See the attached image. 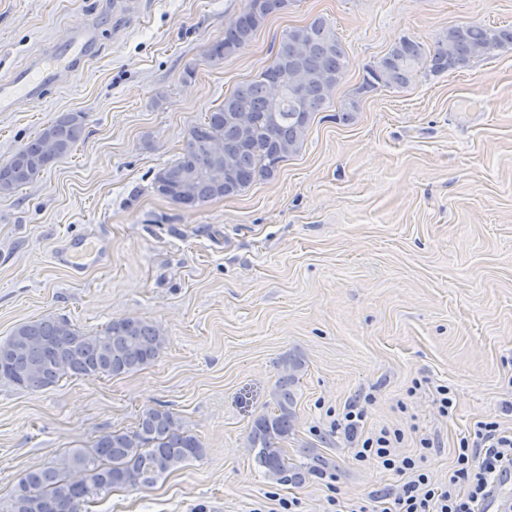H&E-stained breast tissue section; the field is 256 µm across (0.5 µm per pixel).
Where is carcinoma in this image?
Here are the masks:
<instances>
[{"label":"carcinoma","mask_w":512,"mask_h":512,"mask_svg":"<svg viewBox=\"0 0 512 512\" xmlns=\"http://www.w3.org/2000/svg\"><path fill=\"white\" fill-rule=\"evenodd\" d=\"M288 5L289 0H245L236 20L224 29V37L209 45L210 60L220 63L243 50L267 20ZM506 46H512V27L478 21L448 27L429 49L404 37L366 68L355 99L343 109L344 116L350 117L363 98L380 89L408 86L422 69L431 74L456 71ZM345 70L344 48L325 18L318 16L289 29L273 63L224 96L203 122L191 128L185 147L156 175L154 184L166 188L164 198L194 210L273 178L280 165L301 148L315 114L327 110ZM240 112L250 116L248 125L238 123ZM84 132L82 113L56 116L0 163V196L31 183L68 156ZM216 139L224 145L222 183L210 176L217 163L211 150ZM163 344L160 327L144 320H117L87 335L66 320L45 317L19 324L0 342V380L38 392L64 377L125 375L154 362ZM283 366L285 374L272 391L273 410L253 420L248 442L264 477L298 483L303 467L289 465L281 444L293 431L294 387L302 359L290 355ZM201 452L200 440L182 431L172 412L145 408L135 430L103 434L92 450H75L51 466L25 473L6 512H80L81 506L114 489L152 485Z\"/></svg>","instance_id":"carcinoma-1"}]
</instances>
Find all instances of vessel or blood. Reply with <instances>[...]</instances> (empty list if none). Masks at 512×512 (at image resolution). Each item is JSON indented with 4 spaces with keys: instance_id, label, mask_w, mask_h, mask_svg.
Returning <instances> with one entry per match:
<instances>
[{
    "instance_id": "1",
    "label": "vessel or blood",
    "mask_w": 512,
    "mask_h": 512,
    "mask_svg": "<svg viewBox=\"0 0 512 512\" xmlns=\"http://www.w3.org/2000/svg\"><path fill=\"white\" fill-rule=\"evenodd\" d=\"M100 46V26L83 22L69 31L66 41L52 42L9 77L0 79V112L15 111L18 101L32 104L44 101L48 91L62 83L70 69L95 58ZM82 242L69 240L53 254L60 265L79 273L77 256ZM480 512H512V471H502L479 504Z\"/></svg>"
}]
</instances>
